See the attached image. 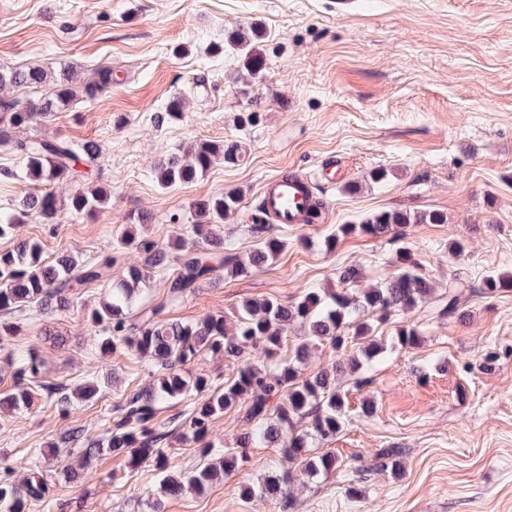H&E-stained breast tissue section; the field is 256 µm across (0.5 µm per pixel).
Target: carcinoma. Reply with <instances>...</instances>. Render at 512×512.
I'll list each match as a JSON object with an SVG mask.
<instances>
[{"label": "carcinoma", "mask_w": 512, "mask_h": 512, "mask_svg": "<svg viewBox=\"0 0 512 512\" xmlns=\"http://www.w3.org/2000/svg\"><path fill=\"white\" fill-rule=\"evenodd\" d=\"M259 34L234 31L227 40L230 51L244 56L243 70L235 81L249 76L262 78L263 55L257 48ZM116 82L112 67H98L93 77L78 84L71 74L57 76L40 68H18L0 73L3 87L42 88L44 93L24 103L0 97V144H8L25 163L32 181L75 182L85 176L82 167L100 154L98 142L93 140L73 144L62 139L30 137L10 140L9 129L27 127L40 118L69 109L83 96L96 99ZM184 97L175 93L161 112L154 114L158 126L182 120ZM243 148L239 141L222 143L191 142L177 153L163 152L155 169L157 183L162 188L195 181L214 163L222 161L234 165ZM109 195L99 189L72 193L69 209L76 214L93 215L108 202ZM239 195L234 191L208 196L193 203L195 222L188 234L202 240L206 249L200 250L184 243L179 253L160 247L146 237L124 233L119 242L122 249L134 250L141 256L138 264L126 266L117 282H112V267L118 256L108 255L100 262L81 263L69 254H61L50 263L41 260L38 244L19 241L0 250V342L15 335L14 323L7 315L35 308L41 313H56L70 309L74 304L73 289L98 283L107 286V294L99 308L91 311L92 326L102 328L97 338L101 356H110L119 350H129L142 358H149L160 369L157 384L140 389L116 406L109 426L101 436H91L85 429L74 427L62 437L61 443L80 448L83 459L104 452L125 457L135 468L151 461L162 477L164 493L169 496L184 492L201 494L222 477L233 473L247 462V449L259 443L279 448L290 466L276 473L259 487H247L244 496L252 498L272 496L282 500V510L291 505L290 485L299 477L312 478L331 473L342 466V460L333 452L313 456L310 445L316 441L328 442L336 438L347 421L346 394L336 386L339 377L349 376L355 389L371 382L365 375L369 366L389 348L411 349L421 341V333L412 323L396 329L390 344L373 336V322L385 323L395 316L416 310L433 293V284L422 268L411 257L410 249L401 243L400 229L407 224H445L446 216L437 211L410 213L386 210L367 217L359 224H340L336 233L323 241L332 251L339 237L360 233L398 244L395 262L397 272L385 277L370 288H360L363 271L357 265L340 268L341 287L334 290L311 288L293 302L274 298L249 299L234 309L236 323H227V315H212L194 323H182L165 317L167 305L196 292L224 271L234 276L246 275L252 269L265 266L284 248L285 241L268 235L269 225L254 217L250 231L259 238L254 250L245 258L226 246L215 227L224 217L237 211ZM18 207L25 214L33 213L45 224L56 221L58 206L51 192L34 191L25 194ZM176 268L168 278L167 294L138 321H129V308L135 293L147 283L157 269ZM459 285L448 284L447 296L436 307L438 317H467ZM482 293L493 294L512 288V275L498 273L482 280ZM298 327L304 340L296 346L294 355L280 357L288 341V330ZM329 345L346 355L336 363L334 371L319 372L302 377L301 365L311 349ZM221 354L237 364L235 376L214 384L210 376L185 375L182 366L204 354ZM15 381L14 392L0 398V412L9 413L29 405L32 395L26 382L38 376L41 360L32 352L10 357ZM57 413L67 417L77 402H93L101 395V386L85 382L68 390L66 386H51ZM185 396L195 399L190 412L177 425V436L182 443L195 448L198 463L189 469L165 449L168 434L157 427L161 406ZM241 415L246 428L238 436L235 446L219 449L211 438L213 421L226 412ZM0 478V512H28L31 501H40L45 494V481L33 473L22 481Z\"/></svg>", "instance_id": "carcinoma-1"}]
</instances>
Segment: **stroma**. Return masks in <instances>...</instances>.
Segmentation results:
<instances>
[{
	"mask_svg": "<svg viewBox=\"0 0 512 512\" xmlns=\"http://www.w3.org/2000/svg\"><path fill=\"white\" fill-rule=\"evenodd\" d=\"M254 25L263 32L265 70L253 87L262 105L258 122L244 126L249 98L232 81L243 60L211 48ZM104 64L120 76L106 96L14 132L101 147L85 178L56 187V223L20 213V198L38 184L0 146V167L14 172L0 179V211L17 223L0 249L27 239L44 261L71 253L95 262L131 228L172 250L194 222L195 200L233 190L240 207L221 233L244 255L257 244L249 224L265 180L282 172L313 177L336 157L344 174L314 186L328 205L324 222L274 228L285 242L276 258L245 276L223 274L168 316L192 323L248 298L291 302L311 288H337L348 264L373 284L395 270L394 246L354 234L329 252L324 238L385 210L444 213V224L407 225L404 242L437 292L463 285L467 320L436 316L432 299L408 314L420 344L387 351L371 384L349 391L344 429L311 448L335 452L343 468L296 484L293 512H512V289L478 291L483 277L512 272V0H358L347 18L337 16L335 0H0V69L66 67L80 80ZM184 90L182 121L156 126L153 114ZM195 140H237L243 156L193 183L159 187L162 151ZM379 169L386 178L372 181ZM99 187L111 193L101 211L68 209L74 189ZM142 212L151 223H133ZM453 236L465 245L462 256L448 250ZM104 292L81 287L73 306L53 315L16 312L17 335L0 342V397L14 389L6 353L32 351L43 362L32 405L0 416V468H14L19 479L35 471L46 482L29 512H148L149 495L160 492L152 462L132 469L104 453L85 465L78 448L59 442L74 427L102 434L114 405L151 380L150 364L137 355L101 358L87 316ZM490 351L499 360L486 371L480 363ZM92 380L104 383V397L67 418L44 392ZM366 398L377 410L363 419L357 412ZM51 442L57 454L41 456ZM383 448L400 449L401 473L378 469ZM248 456L203 494L164 497V512H281L279 500L242 495L243 486L276 473L278 449L261 444ZM69 465L80 466L77 480L64 478Z\"/></svg>",
	"mask_w": 512,
	"mask_h": 512,
	"instance_id": "1",
	"label": "stroma"
}]
</instances>
